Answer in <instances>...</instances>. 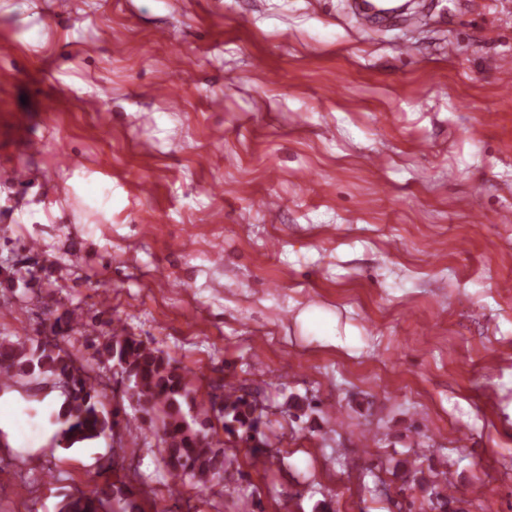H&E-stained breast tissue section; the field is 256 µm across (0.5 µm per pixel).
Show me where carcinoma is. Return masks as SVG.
<instances>
[{"label": "carcinoma", "instance_id": "obj_1", "mask_svg": "<svg viewBox=\"0 0 512 512\" xmlns=\"http://www.w3.org/2000/svg\"><path fill=\"white\" fill-rule=\"evenodd\" d=\"M119 364L128 385L125 396L138 406L140 415L120 416V409L106 411L100 404L98 384L92 377L94 368L83 375L73 374L75 359L54 340L0 342V374L6 380L0 386L10 388L27 379L42 390L49 381L67 385L59 418L62 428L59 442L66 448L97 439L123 424L125 435L138 440L145 428L160 424L163 461L171 475L190 476L196 484L207 487L224 474V453L215 448L214 426L209 413L224 419V428L234 431L233 424L261 451L260 417L256 405L234 391L224 393L221 407L210 403L206 408L196 401L186 375L171 359L150 343L114 328L97 349L96 365ZM115 501L118 512H133L123 489L105 483L89 495H70L59 512H99Z\"/></svg>", "mask_w": 512, "mask_h": 512}]
</instances>
